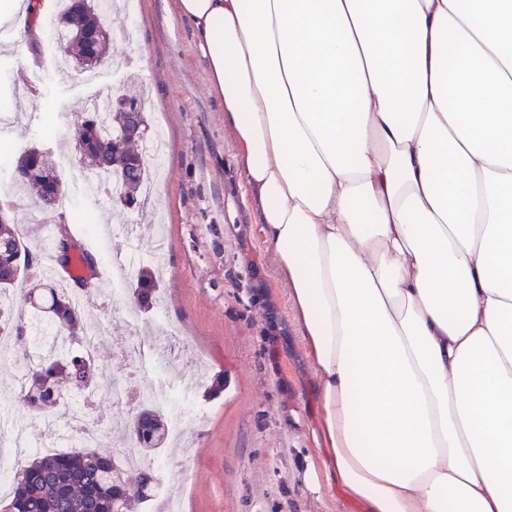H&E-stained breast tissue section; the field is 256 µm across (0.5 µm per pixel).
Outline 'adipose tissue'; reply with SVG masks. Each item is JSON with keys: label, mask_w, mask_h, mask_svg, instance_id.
Here are the masks:
<instances>
[{"label": "adipose tissue", "mask_w": 512, "mask_h": 512, "mask_svg": "<svg viewBox=\"0 0 512 512\" xmlns=\"http://www.w3.org/2000/svg\"><path fill=\"white\" fill-rule=\"evenodd\" d=\"M322 409L314 492L512 512V0H177ZM24 40L39 0H5Z\"/></svg>", "instance_id": "obj_1"}]
</instances>
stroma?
<instances>
[{"label":"stroma","mask_w":512,"mask_h":512,"mask_svg":"<svg viewBox=\"0 0 512 512\" xmlns=\"http://www.w3.org/2000/svg\"><path fill=\"white\" fill-rule=\"evenodd\" d=\"M174 4L138 0L135 15L104 18L111 54L134 64L122 77L107 76V84L128 96L147 94L144 110L166 138L165 177L152 208L129 217L109 196H85L71 179L80 164L74 132L89 96L75 74L65 88L46 83L38 98L24 101L23 119L0 133V179L11 177L20 155L36 146L52 152L74 197L65 213L72 235L81 223L96 224L113 248L133 221L146 249L150 228L165 225L171 276L161 286L164 315L199 363L224 377L223 393L196 400L203 418L188 436L192 450L171 442L161 451L191 468L186 512H359L342 496L304 484L321 416L314 371L257 206L246 195L237 142L209 90L193 29ZM130 25L139 34L133 44L122 39ZM8 44L0 50V93L15 95L29 84L32 61L44 54L14 37ZM259 282L265 294H257Z\"/></svg>","instance_id":"stroma-1"}]
</instances>
